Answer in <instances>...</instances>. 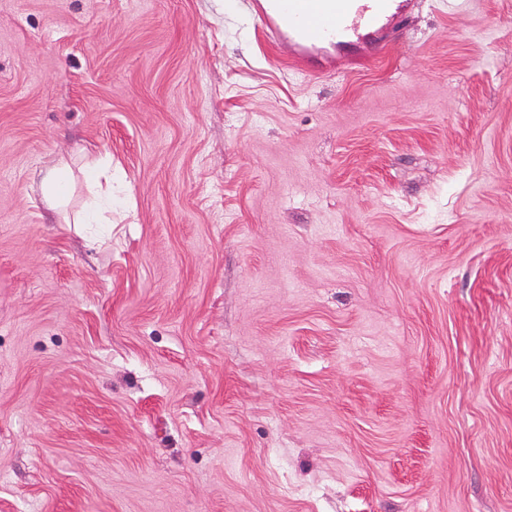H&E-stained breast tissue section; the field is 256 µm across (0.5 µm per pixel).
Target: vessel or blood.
I'll use <instances>...</instances> for the list:
<instances>
[{"instance_id": "obj_1", "label": "vessel or blood", "mask_w": 512, "mask_h": 512, "mask_svg": "<svg viewBox=\"0 0 512 512\" xmlns=\"http://www.w3.org/2000/svg\"><path fill=\"white\" fill-rule=\"evenodd\" d=\"M266 38L291 49L298 74H330L337 54L354 56L364 43L381 52L378 34L403 20L409 0H250Z\"/></svg>"}]
</instances>
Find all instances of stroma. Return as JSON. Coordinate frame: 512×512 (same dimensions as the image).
Listing matches in <instances>:
<instances>
[{
  "label": "stroma",
  "mask_w": 512,
  "mask_h": 512,
  "mask_svg": "<svg viewBox=\"0 0 512 512\" xmlns=\"http://www.w3.org/2000/svg\"><path fill=\"white\" fill-rule=\"evenodd\" d=\"M224 2L0 0V512H512V0L323 78ZM71 181V169L66 162L56 161L49 167L39 184V191L47 207L59 215L66 190ZM61 224V223H60ZM88 174H91L97 187L95 200L91 204L95 214L91 216L84 213L75 218L73 224H112L110 218L103 216L104 211L112 209V165L102 163L98 166L97 162H93ZM102 178L105 181V187L101 183Z\"/></svg>",
  "instance_id": "1"
}]
</instances>
